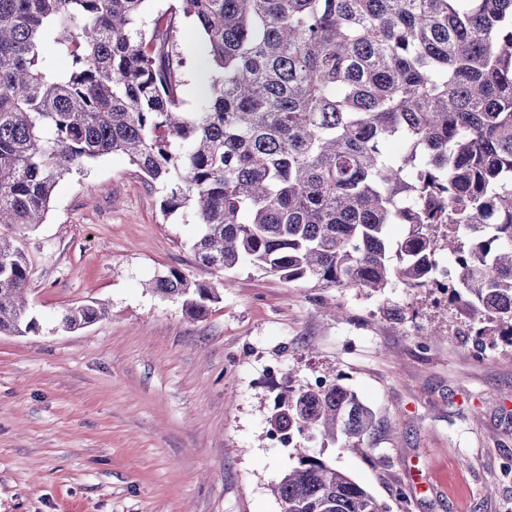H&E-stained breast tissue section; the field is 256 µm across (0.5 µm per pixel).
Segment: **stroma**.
<instances>
[{"label": "stroma", "instance_id": "stroma-1", "mask_svg": "<svg viewBox=\"0 0 512 512\" xmlns=\"http://www.w3.org/2000/svg\"><path fill=\"white\" fill-rule=\"evenodd\" d=\"M198 234L121 154L59 180L43 224L0 225L32 260L38 321L0 333V512H283L274 398L331 370L378 427L360 454L310 446L387 512H512V346L463 339L429 288L214 272ZM173 269L216 288L205 315L150 289ZM81 304L106 312L64 328Z\"/></svg>", "mask_w": 512, "mask_h": 512}]
</instances>
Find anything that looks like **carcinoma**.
<instances>
[{
	"label": "carcinoma",
	"instance_id": "1",
	"mask_svg": "<svg viewBox=\"0 0 512 512\" xmlns=\"http://www.w3.org/2000/svg\"><path fill=\"white\" fill-rule=\"evenodd\" d=\"M147 2L0 0V224L43 223L65 174L120 153L164 213L193 207V250L216 272L378 293L428 287L446 250L449 304L512 345V0H177L148 29ZM183 20L210 63L194 112ZM31 271L0 236V332L35 329ZM156 290L194 317L219 300L176 269ZM373 427L335 380L281 392L268 433L296 458L274 487L283 512H383L308 446L360 452ZM175 42L178 48L194 51L200 56L201 37L191 22L183 21L180 24L176 33Z\"/></svg>",
	"mask_w": 512,
	"mask_h": 512
}]
</instances>
